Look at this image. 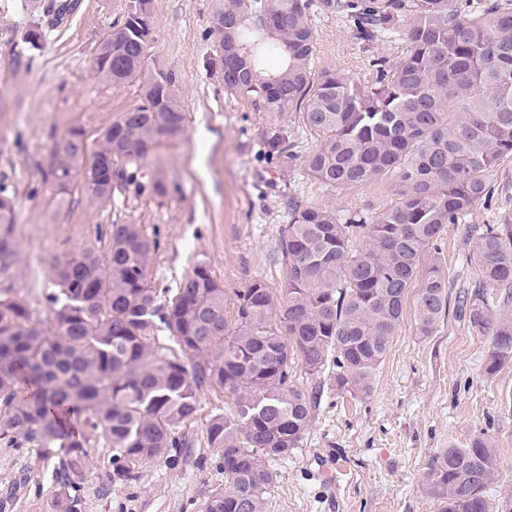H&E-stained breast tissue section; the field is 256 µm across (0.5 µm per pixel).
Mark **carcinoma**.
I'll return each instance as SVG.
<instances>
[{
	"mask_svg": "<svg viewBox=\"0 0 512 512\" xmlns=\"http://www.w3.org/2000/svg\"><path fill=\"white\" fill-rule=\"evenodd\" d=\"M152 4L126 0L112 42L94 52L97 79H138L143 99L90 152L77 129L54 142L46 179L59 210L78 181L92 183L83 190L91 204H111L112 164L136 192L168 194L160 171L138 180L155 149L186 131L175 78L151 59ZM14 7L43 33L72 9L60 0ZM318 10L345 18L371 79L335 66L312 72ZM206 39L224 49V89L275 117L268 160L292 169L298 154L282 119L300 112L321 137L302 160L308 177L336 191L393 173L394 202L354 214L292 203L276 249L281 288L249 281L235 292L232 325L226 288L206 262L172 290L155 286L160 243L143 224H111L102 250H66L52 264L47 318L26 296L0 292V445L63 449L64 485L77 488L96 439L111 449L106 479L132 483L182 445L201 390L224 393L231 406L205 427L224 486L209 490L206 512H266L277 478L269 461L299 447L315 407L295 369L316 379L331 363L338 390L368 393L410 290L421 335H434L452 306L490 337L487 373L512 361V317L489 299L502 288L503 306L512 301V226L468 230L480 275L453 300L438 248L445 226L467 223L512 158V0H219ZM396 41L399 55L379 51ZM15 209L0 189V269L18 255ZM497 473V445L479 434L442 449L424 486L439 512H491L485 490Z\"/></svg>",
	"mask_w": 512,
	"mask_h": 512,
	"instance_id": "1",
	"label": "carcinoma"
}]
</instances>
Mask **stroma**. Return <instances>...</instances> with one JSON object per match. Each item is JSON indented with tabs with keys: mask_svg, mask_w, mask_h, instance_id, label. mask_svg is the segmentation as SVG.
Wrapping results in <instances>:
<instances>
[{
	"mask_svg": "<svg viewBox=\"0 0 512 512\" xmlns=\"http://www.w3.org/2000/svg\"><path fill=\"white\" fill-rule=\"evenodd\" d=\"M0 0V187L17 200L19 255L0 290L27 296L37 314L47 312L50 264L66 248L103 245L112 222L131 221L158 235L152 270L157 287L172 288L198 261L228 291L256 277L280 287L284 270L274 258L288 201L330 203L349 212L385 208L394 198V176L367 186L329 191L302 168L281 173L263 157L262 137L272 119L249 100L227 92L209 63L204 38L216 0H153L156 38L151 58L176 77L187 115L184 136L164 142L142 170L165 172L163 200L119 189L110 205L87 204L73 194L53 213V191L44 179L50 150L69 128L88 140L141 99L139 81L115 86L94 78L91 59L99 38L120 19L124 0H78L76 10L17 70L15 47L32 20ZM315 67L349 69L369 79L366 56L341 17L319 13ZM493 195L478 205L476 226L512 224V160L491 177ZM463 224L447 225L441 248L451 291L479 274ZM489 337L449 313L425 337L412 313L404 318L364 395L338 391L334 367L322 374L320 395L299 448L271 462L278 474L267 512H438L424 488L430 461L442 448L464 447L477 434L498 443V477L488 489L492 512L512 505V362L487 374ZM228 396L200 395V411L184 433L187 447L143 466L133 484L103 479L111 451L92 444V468L73 495L78 512H204L208 489L223 472L204 437L210 415L228 409ZM57 448L0 447V512H60Z\"/></svg>",
	"mask_w": 512,
	"mask_h": 512,
	"instance_id": "1",
	"label": "stroma"
}]
</instances>
